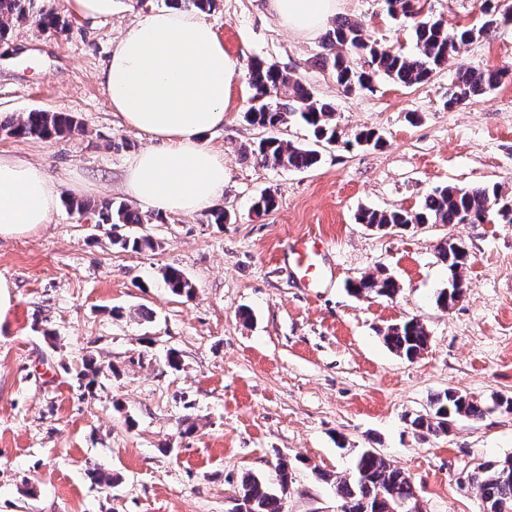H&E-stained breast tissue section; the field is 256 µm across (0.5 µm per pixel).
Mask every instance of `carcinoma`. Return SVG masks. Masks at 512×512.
<instances>
[{
    "mask_svg": "<svg viewBox=\"0 0 512 512\" xmlns=\"http://www.w3.org/2000/svg\"><path fill=\"white\" fill-rule=\"evenodd\" d=\"M420 0H385L388 15L408 25L415 42V51L406 53L393 47L370 43L363 38L361 23L347 17L336 19L334 26L323 36L315 64L332 72L336 84L348 94L373 91L374 77L381 75L395 84L412 87L427 82L437 69L448 64L462 45L498 28L499 18L491 0H482L480 24L448 30L440 19L420 15L413 4ZM35 0H0V40L8 38L15 25L33 17L48 28L64 32L67 19L56 14H35ZM247 75L252 90L251 105L245 112L246 120L269 135L252 152L258 163L272 164L290 171H304L316 166L320 151L312 146L295 144L277 135L280 126L292 116L299 117L313 130L315 143L334 145L338 140L334 104L318 98L312 88L302 83L288 70L276 63L254 61L248 64ZM504 75V69L470 67L458 72L457 81L448 94L450 110L473 97L495 89ZM282 87L289 89L288 100L273 101V95ZM75 126L74 118L64 112L33 110L14 121L0 122V130L16 137L48 139L64 135ZM355 143L378 148L384 145L382 135L373 129L355 134ZM101 224L142 225L149 222L140 212L125 204L106 201L97 208ZM501 219L512 223V205L500 202L495 188L487 185L456 187L446 185L429 193L417 211L362 209L356 220L360 224L382 228L386 225L412 224H476ZM124 249L139 251L153 246L147 235L118 240ZM438 259L447 266L451 276L450 288L438 295L443 307L457 301L455 293L462 291V274L470 262L465 245L455 238L440 242L436 248ZM164 284L172 293L189 295L192 282L175 267L163 274ZM353 293L392 298L400 291L397 280L384 270L363 275L351 281ZM387 347L408 359L416 358L428 344V334L420 321L411 319L392 325L383 333ZM112 370L93 358L83 360L76 371L78 385L89 377ZM430 411L418 414L411 426L418 433L438 436L448 433V423L459 419L477 422L485 416L480 402L459 391L448 390L433 397ZM275 478L248 472L234 489L238 494L233 508L242 512H284L283 495L292 483L288 466L279 461L274 465ZM468 482L478 489L488 508L503 507L512 512V458L484 461L467 473ZM336 496L342 512H397L400 503L418 502L416 487L410 476L391 465L377 452L361 451L355 459L353 473L336 478Z\"/></svg>",
    "mask_w": 512,
    "mask_h": 512,
    "instance_id": "obj_1",
    "label": "carcinoma"
}]
</instances>
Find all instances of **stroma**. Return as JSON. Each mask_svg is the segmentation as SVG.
I'll return each mask as SVG.
<instances>
[{
    "mask_svg": "<svg viewBox=\"0 0 512 512\" xmlns=\"http://www.w3.org/2000/svg\"><path fill=\"white\" fill-rule=\"evenodd\" d=\"M492 4L508 22L462 46L428 82L404 88L379 77L373 91L346 95L314 64L321 34L293 35L268 0H217L206 18L238 68L224 126L206 141L224 155L221 204L233 219L149 208L138 231L154 246L134 252L113 242L130 227L97 225L68 202H132L124 172L149 138L109 110L99 75L120 30L167 2L114 0L111 16L91 23L68 0H36L69 26L13 27L0 44V116L67 112L79 128L55 139L0 133V156L42 165L62 198L39 231L0 240L11 297L0 318V512H227L242 476L269 474L279 458L293 470L284 512H336L334 480L366 448L411 477L423 512H483L478 489L462 478L477 463L512 456V412L497 404L512 397V224L385 233L356 215L417 210L445 185L486 184L512 198V74L444 106L459 68L512 65V0ZM337 13L361 21L367 40L414 47L383 0H338ZM256 58L335 103L341 144L322 149L315 168L246 156L263 136L244 117ZM366 128L383 134V147L352 145ZM266 191L278 206L256 213L252 203ZM307 235L328 247L326 278L314 290L279 260L286 239ZM446 237L465 242L471 264L462 296L445 309L436 297L448 273L435 246ZM168 266L192 281L191 296L166 287ZM381 266L397 278L398 295L348 292V281ZM140 307L151 321L130 318ZM411 318L429 342L409 360L382 333ZM145 349L152 361L131 363ZM170 349L181 371L165 366ZM88 353L113 372L81 389L66 368ZM450 388L480 401L484 418L456 421L438 437L415 434L410 417ZM187 413L197 427L185 435ZM93 469L114 483H93Z\"/></svg>",
    "mask_w": 512,
    "mask_h": 512,
    "instance_id": "35a3bbf8",
    "label": "stroma"
}]
</instances>
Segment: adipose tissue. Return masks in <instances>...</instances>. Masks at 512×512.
Wrapping results in <instances>:
<instances>
[{"label":"adipose tissue","mask_w":512,"mask_h":512,"mask_svg":"<svg viewBox=\"0 0 512 512\" xmlns=\"http://www.w3.org/2000/svg\"><path fill=\"white\" fill-rule=\"evenodd\" d=\"M269 8L295 33L312 34L337 0H269ZM236 69L212 24L194 13L155 10L121 31L100 84L112 112L151 138L125 170L140 204L194 214L223 199L224 158L203 138L224 124ZM59 202L42 166L0 157V239L49 223Z\"/></svg>","instance_id":"ef3b65f1"}]
</instances>
